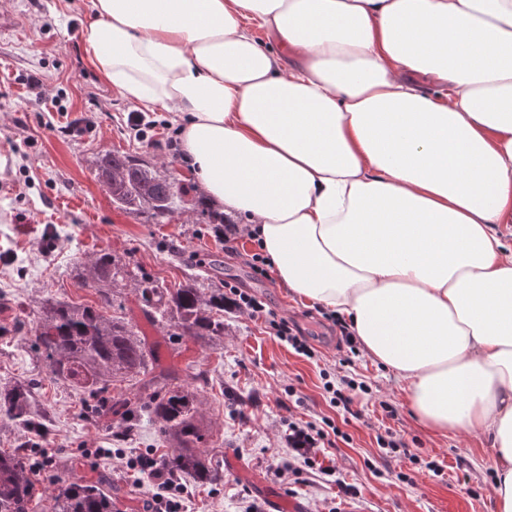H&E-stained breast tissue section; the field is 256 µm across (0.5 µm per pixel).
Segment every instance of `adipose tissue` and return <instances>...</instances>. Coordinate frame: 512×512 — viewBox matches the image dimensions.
Listing matches in <instances>:
<instances>
[{"instance_id":"obj_1","label":"adipose tissue","mask_w":512,"mask_h":512,"mask_svg":"<svg viewBox=\"0 0 512 512\" xmlns=\"http://www.w3.org/2000/svg\"><path fill=\"white\" fill-rule=\"evenodd\" d=\"M98 75L512 512V0H88ZM266 41H258L253 27Z\"/></svg>"}]
</instances>
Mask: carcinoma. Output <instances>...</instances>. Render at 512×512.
Returning <instances> with one entry per match:
<instances>
[{"mask_svg": "<svg viewBox=\"0 0 512 512\" xmlns=\"http://www.w3.org/2000/svg\"><path fill=\"white\" fill-rule=\"evenodd\" d=\"M97 174L106 179L112 203L125 211L143 212L158 224L185 210L169 177L155 166L127 153H110L98 160ZM94 281L107 285L122 280L130 271L108 252L98 254ZM140 295L146 306L167 322L170 335L196 340L224 335V310L232 304L224 291L202 295L195 282L175 290L161 288L145 279ZM100 305L48 302L43 306L33 345L43 356L51 377L88 393L97 405L124 408L125 430L132 429L138 413L146 412L160 423L161 435L171 449L163 461L176 475H191L203 483H217L220 476L207 464L200 450L206 436L199 425L198 398L189 389L164 383L146 398L112 400L111 389L147 372L153 350L136 326L120 317L105 315L113 297L107 287L96 289ZM31 385L17 380L0 387V417L22 426L31 424ZM26 442L11 452H0V512H29L34 482ZM55 487V512H114L112 487L91 482L77 474L67 480L49 478Z\"/></svg>", "mask_w": 512, "mask_h": 512, "instance_id": "cac0c4a2", "label": "carcinoma"}]
</instances>
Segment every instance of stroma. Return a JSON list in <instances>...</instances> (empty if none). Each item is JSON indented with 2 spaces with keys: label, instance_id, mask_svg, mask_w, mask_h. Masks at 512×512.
Instances as JSON below:
<instances>
[{
  "label": "stroma",
  "instance_id": "35a3bbf8",
  "mask_svg": "<svg viewBox=\"0 0 512 512\" xmlns=\"http://www.w3.org/2000/svg\"><path fill=\"white\" fill-rule=\"evenodd\" d=\"M25 27L0 40V385L35 384L32 410L44 424L34 434L0 419V452L33 442L29 461L41 468L31 512H52L48 477L73 463L87 479L111 484L119 512H145L147 488L126 462L167 445L155 419L141 417L122 435L112 417L84 415L85 393L50 380L31 338L48 301L92 304L86 284L95 257L112 253L137 275L175 288L198 274L200 288L230 284L267 311L295 321L313 356L273 336L264 319L240 310L224 316V333L206 342L151 326L136 282L120 284L106 313L122 317L159 345L154 374L169 375L199 400L209 436L205 456L219 484L182 476L187 512H495L493 450L487 437L435 436L415 420L398 382L362 350L342 340L331 311L299 301L273 272L257 274L248 259L256 241L225 251L213 225L193 210L158 224L117 209L96 177L97 157L126 152L179 183L187 201L201 197L162 109L147 110L156 127L139 138L127 126L134 103L88 64L82 35L91 24L84 0H0ZM365 383L350 410L330 404L325 380ZM333 423L319 467L309 468L288 443V425ZM392 432L405 452L384 456L376 437ZM54 462L42 465L41 449ZM436 462L438 471L428 469Z\"/></svg>",
  "mask_w": 512,
  "mask_h": 512
}]
</instances>
